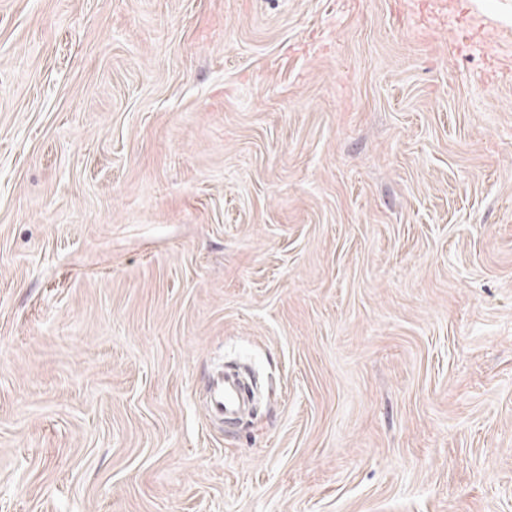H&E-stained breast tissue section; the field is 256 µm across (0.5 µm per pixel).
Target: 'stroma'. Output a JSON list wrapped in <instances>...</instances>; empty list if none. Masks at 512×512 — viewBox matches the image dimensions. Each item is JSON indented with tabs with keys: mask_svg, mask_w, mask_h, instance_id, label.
<instances>
[{
	"mask_svg": "<svg viewBox=\"0 0 512 512\" xmlns=\"http://www.w3.org/2000/svg\"><path fill=\"white\" fill-rule=\"evenodd\" d=\"M0 512H512V0H0ZM210 404L226 422L235 420L244 410L245 401L234 379H219L211 384Z\"/></svg>",
	"mask_w": 512,
	"mask_h": 512,
	"instance_id": "obj_1",
	"label": "stroma"
}]
</instances>
